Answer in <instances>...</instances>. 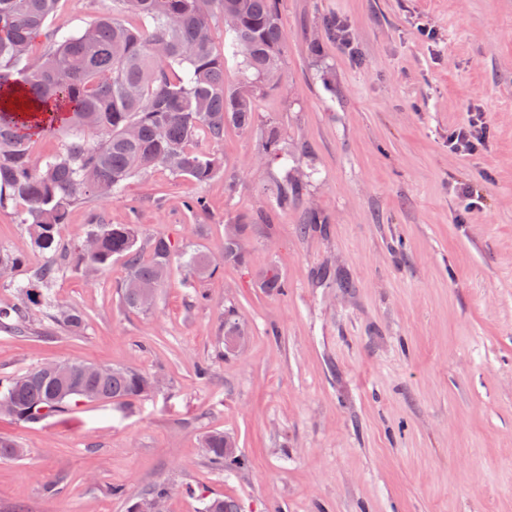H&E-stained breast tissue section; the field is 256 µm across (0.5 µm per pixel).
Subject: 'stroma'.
Instances as JSON below:
<instances>
[{"instance_id":"35a3bbf8","label":"stroma","mask_w":512,"mask_h":512,"mask_svg":"<svg viewBox=\"0 0 512 512\" xmlns=\"http://www.w3.org/2000/svg\"><path fill=\"white\" fill-rule=\"evenodd\" d=\"M278 8L282 81L257 97L251 131H225L223 175L136 176L72 207L60 229L71 247L89 225L132 224L140 239L218 258L225 225L246 223L244 262L201 278L174 263L143 313L119 301L122 262L92 284L65 268L48 295L82 312L80 333L39 314L25 333L0 329V387L71 360L162 381L38 423L0 415V436L25 450L0 459V512H127L160 482L168 512H204L215 496L240 512H512V0ZM111 10L60 0L58 20L79 31ZM329 13L353 50L325 36ZM475 110L485 143L450 152L449 133ZM270 125L289 165L312 176L285 211L270 200L282 168L262 157ZM191 197L206 214H186ZM310 207L323 224L305 227ZM262 213L273 231L257 225ZM1 249L20 258L21 281L46 261L11 206ZM272 268L284 290L264 287ZM230 309L246 329L228 354ZM211 431L235 438L247 468L208 461Z\"/></svg>"}]
</instances>
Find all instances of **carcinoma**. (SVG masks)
Masks as SVG:
<instances>
[{
  "label": "carcinoma",
  "instance_id": "cac0c4a2",
  "mask_svg": "<svg viewBox=\"0 0 512 512\" xmlns=\"http://www.w3.org/2000/svg\"><path fill=\"white\" fill-rule=\"evenodd\" d=\"M110 14L84 30L68 33L52 26L58 0H0V208L19 209L34 245L48 255L30 282L20 285L22 305L14 329L22 331L32 310L50 308L43 290L51 287L63 264L77 273H97L121 260L126 277L118 288L121 304L141 312L140 294L158 290L175 259L170 241L156 236L138 243L132 224H92L86 238L65 252L59 226L69 208L120 192L131 177L154 169L203 183L224 169V157L197 146L205 138L224 141L230 127L247 131L255 124L254 102L267 84L281 78L284 49L277 0H113ZM224 29V53L214 48L213 18ZM44 38L47 50H32ZM237 61L241 79L231 85L227 58ZM65 132L70 137L54 155L36 161L33 137ZM263 150L272 162L288 156L272 130ZM304 182L285 174L275 183L278 209L299 194ZM239 224L224 237L222 262H241ZM191 275L206 276L220 267L195 250L182 260ZM52 320L71 333L85 326L84 316L67 310ZM155 386V378L131 367L103 374L82 362L71 373L36 366L9 381L3 398L8 415L37 423L65 412L72 401L94 395L100 402L130 401ZM225 433L203 439L205 455L218 469L242 470L246 459L224 446ZM24 449L0 437V459L22 457ZM205 512H239L224 497L210 499Z\"/></svg>",
  "mask_w": 512,
  "mask_h": 512
}]
</instances>
